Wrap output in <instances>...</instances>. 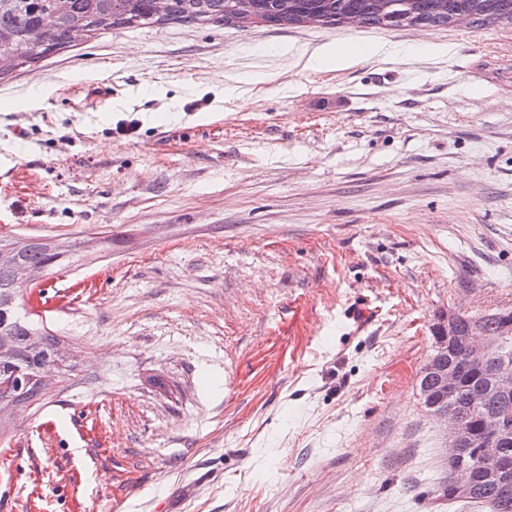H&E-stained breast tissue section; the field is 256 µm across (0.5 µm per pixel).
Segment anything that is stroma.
<instances>
[{
    "instance_id": "35a3bbf8",
    "label": "stroma",
    "mask_w": 512,
    "mask_h": 512,
    "mask_svg": "<svg viewBox=\"0 0 512 512\" xmlns=\"http://www.w3.org/2000/svg\"><path fill=\"white\" fill-rule=\"evenodd\" d=\"M345 42L402 50L305 68ZM24 236L79 252L0 512H470L417 379L440 318L512 308V25L77 40L0 79Z\"/></svg>"
}]
</instances>
